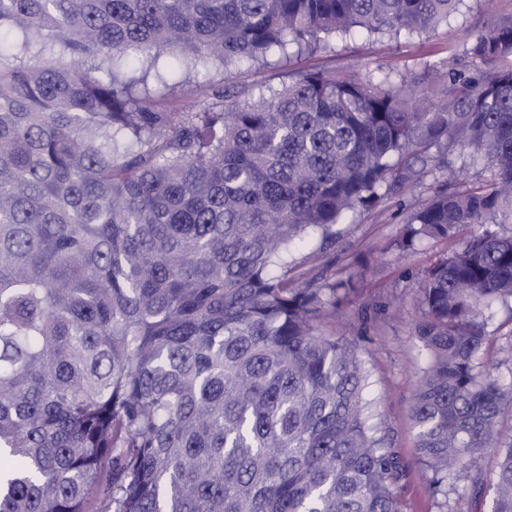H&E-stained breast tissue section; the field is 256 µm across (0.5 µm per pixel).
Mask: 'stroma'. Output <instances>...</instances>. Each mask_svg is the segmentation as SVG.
I'll return each instance as SVG.
<instances>
[{
	"mask_svg": "<svg viewBox=\"0 0 512 512\" xmlns=\"http://www.w3.org/2000/svg\"><path fill=\"white\" fill-rule=\"evenodd\" d=\"M467 4L461 15L435 34L360 35L337 42L332 53L295 60L291 67L296 71L354 67L373 79L391 70L405 75L420 72L426 63L462 56L492 15L512 14V0H467ZM281 82L280 70L258 63L201 69L190 73L184 87L175 86L170 74L161 81L154 77L149 80L154 104L165 112L201 107L215 90L225 87L247 89L256 98L280 88ZM447 178V172L436 170L421 184L385 189L375 208H357L337 224L332 245L321 246L318 237L309 236L293 254L292 274L300 281L317 273L327 282L350 274L355 277L354 290L338 301L336 317L325 318L322 326L354 342L371 370L369 398L409 473L403 488L407 512H442L427 489L410 420L416 383L428 354L417 338L421 311L408 288L412 280L447 256L457 243L434 241L403 256L395 250L394 242L404 227L408 209L425 203ZM482 319L490 338L487 358L496 361L500 376L510 378L512 363L497 361L495 351L512 339V303L493 304Z\"/></svg>",
	"mask_w": 512,
	"mask_h": 512,
	"instance_id": "1",
	"label": "stroma"
}]
</instances>
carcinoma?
Wrapping results in <instances>:
<instances>
[{"instance_id":"carcinoma-1","label":"carcinoma","mask_w":512,"mask_h":512,"mask_svg":"<svg viewBox=\"0 0 512 512\" xmlns=\"http://www.w3.org/2000/svg\"><path fill=\"white\" fill-rule=\"evenodd\" d=\"M464 0H0V512H406V470L329 294L288 281L295 246L427 165L474 150L394 247L471 233L410 288L429 359L411 420L429 493L512 512V380L482 309L512 301V16L418 91L348 70L162 112L160 76L291 63L364 30L428 35ZM460 491L466 488V494L458 499L454 493H448V509L446 512H489L490 497L474 495L470 489V479L464 474L459 482Z\"/></svg>"}]
</instances>
